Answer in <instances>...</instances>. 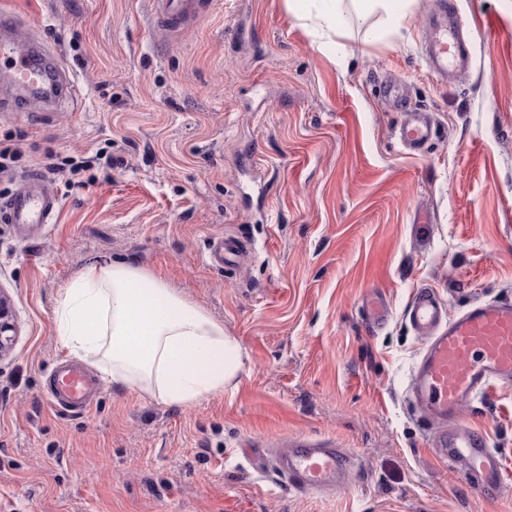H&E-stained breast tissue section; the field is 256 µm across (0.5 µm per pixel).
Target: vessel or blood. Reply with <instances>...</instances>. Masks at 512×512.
I'll return each mask as SVG.
<instances>
[{
	"mask_svg": "<svg viewBox=\"0 0 512 512\" xmlns=\"http://www.w3.org/2000/svg\"><path fill=\"white\" fill-rule=\"evenodd\" d=\"M205 7L204 0H152L157 19L175 32L188 26ZM423 26L429 33L426 62L437 81L447 82L469 69L471 52L464 21L451 0L426 16ZM21 36L13 17L0 9V79L45 105L75 95L74 82L49 66L42 46L26 51L17 47ZM383 94L404 114L395 131L400 145L409 153H421L435 135L429 114L409 109L399 84H386ZM59 209V198L35 172L0 200V218L9 224H49ZM406 320L425 342L409 397L434 428L435 456L461 467L484 488H498L503 480L501 454L490 448L482 432L463 425L461 412L464 403L488 397L497 386L512 384V300L475 301L451 317L436 291L420 288L407 305ZM96 393V381L84 369L56 368L51 393L54 406L82 414L91 408ZM274 462L289 488L307 493L341 487L352 470L344 449L304 437L289 439Z\"/></svg>",
	"mask_w": 512,
	"mask_h": 512,
	"instance_id": "obj_1",
	"label": "vessel or blood"
}]
</instances>
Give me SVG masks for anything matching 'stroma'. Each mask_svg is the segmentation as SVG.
Segmentation results:
<instances>
[{
  "label": "stroma",
  "instance_id": "stroma-1",
  "mask_svg": "<svg viewBox=\"0 0 512 512\" xmlns=\"http://www.w3.org/2000/svg\"><path fill=\"white\" fill-rule=\"evenodd\" d=\"M473 65L428 71L414 0L372 44L311 31L284 0H211L181 32L150 0H6L74 81V98L0 112V199L39 171L56 223H0V291L19 335L0 359V512H512V385L462 409L501 452L485 491L438 462L408 396L423 349L405 320L420 288L457 313L512 300V0H454ZM402 85L437 133L406 153ZM85 162L67 188L62 159ZM216 237L234 242L221 269ZM127 258L224 324L235 388L186 410L101 383L82 415L48 377L68 355L55 300L90 260ZM390 316L374 326L368 295ZM291 436L346 449L350 481L289 489L259 464Z\"/></svg>",
  "mask_w": 512,
  "mask_h": 512
}]
</instances>
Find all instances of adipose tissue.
<instances>
[{"mask_svg": "<svg viewBox=\"0 0 512 512\" xmlns=\"http://www.w3.org/2000/svg\"><path fill=\"white\" fill-rule=\"evenodd\" d=\"M412 0H287L298 19L336 36L357 27L363 42L399 30ZM57 334L69 355L104 379L185 409L235 386L240 343L222 322L169 283L131 261L97 260L57 295Z\"/></svg>", "mask_w": 512, "mask_h": 512, "instance_id": "1", "label": "adipose tissue"}]
</instances>
